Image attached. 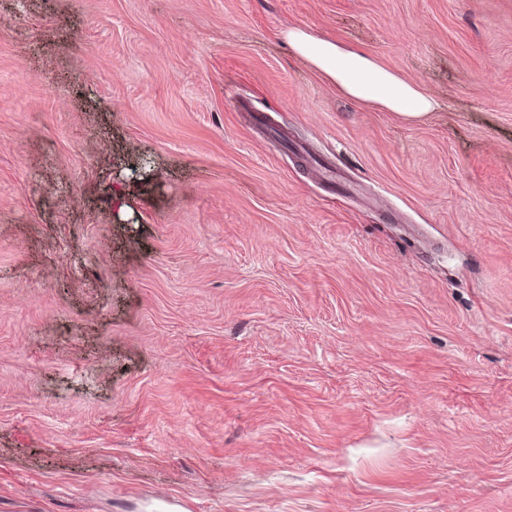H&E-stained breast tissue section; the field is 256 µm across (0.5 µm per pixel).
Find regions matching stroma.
I'll return each mask as SVG.
<instances>
[{
    "instance_id": "obj_1",
    "label": "stroma",
    "mask_w": 512,
    "mask_h": 512,
    "mask_svg": "<svg viewBox=\"0 0 512 512\" xmlns=\"http://www.w3.org/2000/svg\"><path fill=\"white\" fill-rule=\"evenodd\" d=\"M0 512H512V0H0ZM287 38L298 55L357 100L410 119L421 118L438 106L419 85L401 78L361 51L298 28H289Z\"/></svg>"
}]
</instances>
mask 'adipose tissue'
<instances>
[{
	"label": "adipose tissue",
	"instance_id": "ef3b65f1",
	"mask_svg": "<svg viewBox=\"0 0 512 512\" xmlns=\"http://www.w3.org/2000/svg\"><path fill=\"white\" fill-rule=\"evenodd\" d=\"M288 43L301 57L357 100L418 119L436 109V100L419 85L378 64L363 52L292 28Z\"/></svg>",
	"mask_w": 512,
	"mask_h": 512
}]
</instances>
